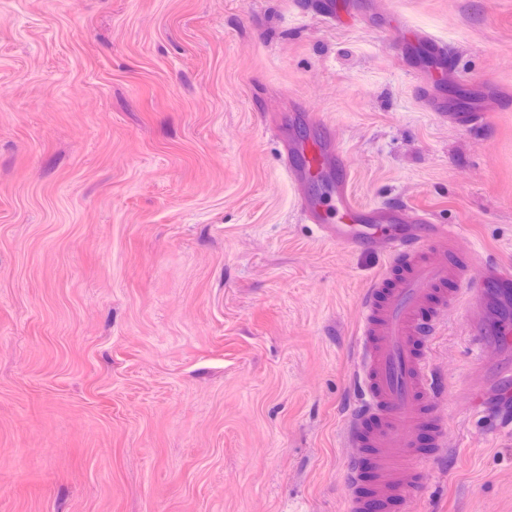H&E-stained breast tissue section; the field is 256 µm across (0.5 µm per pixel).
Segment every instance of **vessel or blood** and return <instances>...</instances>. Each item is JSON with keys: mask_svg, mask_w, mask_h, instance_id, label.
<instances>
[{"mask_svg": "<svg viewBox=\"0 0 512 512\" xmlns=\"http://www.w3.org/2000/svg\"><path fill=\"white\" fill-rule=\"evenodd\" d=\"M284 167L301 180L329 173L334 183V218L323 201H304L302 211L318 238L361 250L383 252L384 271L364 290L352 356L353 401L345 442L354 448L345 467L347 512H386L395 499L424 486L417 460L421 425L432 430L433 456L448 452L447 395L436 376L435 349L448 311L463 307L474 334L491 336L499 352L512 348V329L490 326V302L512 298V270L481 265L477 252L456 248L460 231L433 223L422 210L386 208L368 215L355 201L342 149L330 140L288 143ZM483 276L470 290L475 268ZM455 280L456 291L443 288Z\"/></svg>", "mask_w": 512, "mask_h": 512, "instance_id": "1", "label": "vessel or blood"}]
</instances>
